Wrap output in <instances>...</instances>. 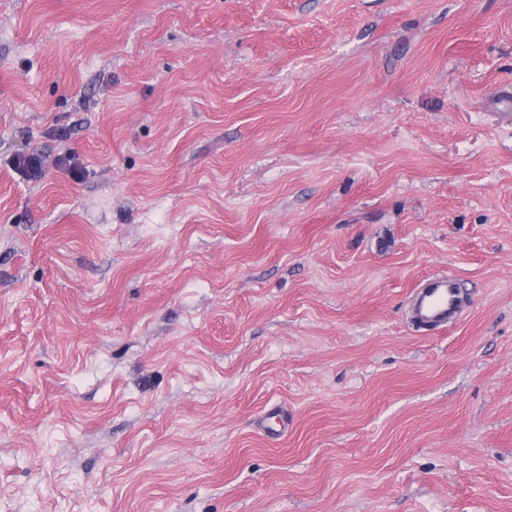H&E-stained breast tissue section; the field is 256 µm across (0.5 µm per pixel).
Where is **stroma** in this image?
I'll return each mask as SVG.
<instances>
[{
    "mask_svg": "<svg viewBox=\"0 0 512 512\" xmlns=\"http://www.w3.org/2000/svg\"><path fill=\"white\" fill-rule=\"evenodd\" d=\"M510 94L512 0H0V512H512ZM417 288L410 301L411 322L418 328L434 329L459 322L467 314L466 301L454 276L436 274Z\"/></svg>",
    "mask_w": 512,
    "mask_h": 512,
    "instance_id": "1",
    "label": "stroma"
}]
</instances>
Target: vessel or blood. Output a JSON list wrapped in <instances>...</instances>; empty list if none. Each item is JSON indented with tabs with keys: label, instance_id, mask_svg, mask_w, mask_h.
<instances>
[{
	"label": "vessel or blood",
	"instance_id": "b4317fda",
	"mask_svg": "<svg viewBox=\"0 0 512 512\" xmlns=\"http://www.w3.org/2000/svg\"><path fill=\"white\" fill-rule=\"evenodd\" d=\"M468 306L455 277L436 274L414 292L410 301L411 321L426 330L446 327L463 319Z\"/></svg>",
	"mask_w": 512,
	"mask_h": 512
}]
</instances>
